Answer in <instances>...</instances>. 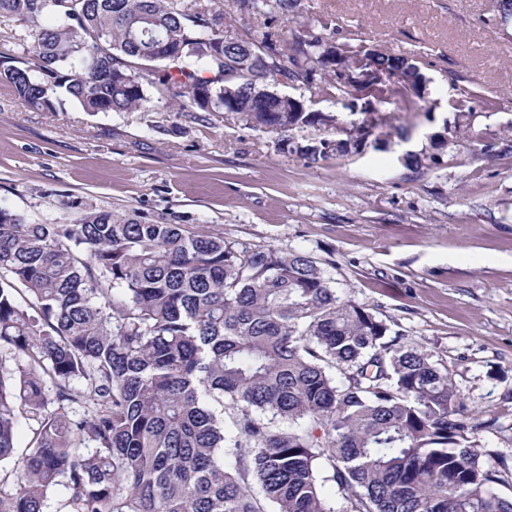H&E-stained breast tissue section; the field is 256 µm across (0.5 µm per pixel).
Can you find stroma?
I'll return each instance as SVG.
<instances>
[{
    "instance_id": "1",
    "label": "stroma",
    "mask_w": 512,
    "mask_h": 512,
    "mask_svg": "<svg viewBox=\"0 0 512 512\" xmlns=\"http://www.w3.org/2000/svg\"><path fill=\"white\" fill-rule=\"evenodd\" d=\"M500 0H301L336 20V40L421 58L436 111L398 112L409 141L307 164L244 120L198 121L156 104L54 112L0 85V204L47 224L85 210L136 214L190 233L312 256L337 288L435 350L481 430L488 465L512 471V27ZM479 87L477 142L414 170L433 151L457 88Z\"/></svg>"
}]
</instances>
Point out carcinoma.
<instances>
[{
	"instance_id": "obj_1",
	"label": "carcinoma",
	"mask_w": 512,
	"mask_h": 512,
	"mask_svg": "<svg viewBox=\"0 0 512 512\" xmlns=\"http://www.w3.org/2000/svg\"><path fill=\"white\" fill-rule=\"evenodd\" d=\"M234 7L288 21L299 0ZM0 18L23 23L0 82L42 111L61 94L90 113L178 100L206 122L242 115L310 164L404 139L392 113L428 111L421 66L372 130L288 109L280 77L333 105L355 95L336 65L369 45L336 42L329 15L227 46L221 0H0ZM482 100L453 98L458 142ZM4 348L0 512H45L60 489L61 512H512L476 444L495 422L474 421L433 350L303 251L104 210L42 224L0 205ZM22 418L37 428L19 453Z\"/></svg>"
}]
</instances>
